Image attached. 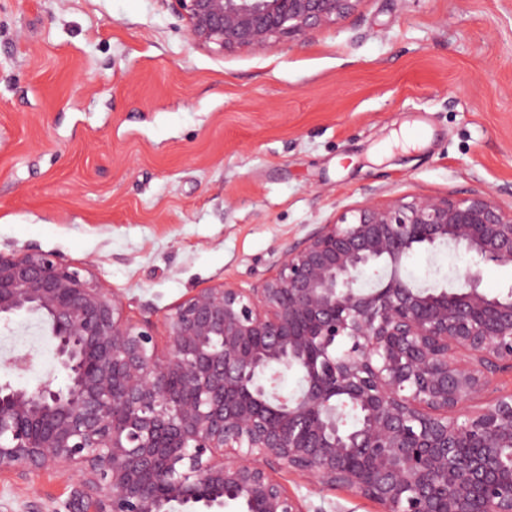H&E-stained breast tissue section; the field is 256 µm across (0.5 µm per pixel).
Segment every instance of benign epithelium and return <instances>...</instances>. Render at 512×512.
Wrapping results in <instances>:
<instances>
[{"label":"benign epithelium","instance_id":"obj_1","mask_svg":"<svg viewBox=\"0 0 512 512\" xmlns=\"http://www.w3.org/2000/svg\"><path fill=\"white\" fill-rule=\"evenodd\" d=\"M196 45L264 52L352 15L362 0H171ZM475 255L451 288L415 285L417 249ZM512 264V204L489 189L344 209L250 288L196 290L154 324L54 251L0 249V319L36 317L63 389L0 384V473L77 469L68 512L203 507L304 512L277 477L346 489L382 512H512L511 298L481 288ZM386 274L372 288L361 272ZM305 382L280 395L281 370ZM358 409L344 429L336 404Z\"/></svg>","mask_w":512,"mask_h":512}]
</instances>
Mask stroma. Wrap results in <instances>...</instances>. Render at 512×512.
<instances>
[{
	"label": "stroma",
	"mask_w": 512,
	"mask_h": 512,
	"mask_svg": "<svg viewBox=\"0 0 512 512\" xmlns=\"http://www.w3.org/2000/svg\"><path fill=\"white\" fill-rule=\"evenodd\" d=\"M417 146L400 145L405 129ZM485 187L512 202V0H361L262 53L197 47L169 0H0V248L89 268L135 320L191 291L247 288L341 210ZM416 250L446 285L472 265ZM31 353L17 372L8 360ZM65 386L42 324L0 321V383ZM281 480L307 512H378ZM71 482L0 476V503L64 506Z\"/></svg>",
	"instance_id": "obj_1"
}]
</instances>
